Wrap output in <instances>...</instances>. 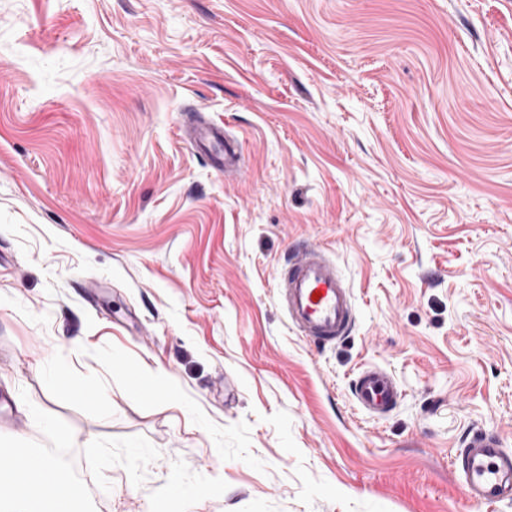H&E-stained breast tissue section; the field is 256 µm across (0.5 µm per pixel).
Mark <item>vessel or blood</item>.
<instances>
[{"label":"vessel or blood","instance_id":"vessel-or-blood-1","mask_svg":"<svg viewBox=\"0 0 512 512\" xmlns=\"http://www.w3.org/2000/svg\"><path fill=\"white\" fill-rule=\"evenodd\" d=\"M188 142L225 173L241 170L242 154L221 127L199 124ZM277 278L288 321L299 336L324 347L350 337L357 320L353 291L335 261L306 245L278 269ZM352 394L362 411L378 417L392 412L400 399L393 374L373 365L358 373ZM34 462V457L0 447L1 468L25 473ZM454 464L466 499L486 505L512 503V449L500 435L480 428L470 432Z\"/></svg>","mask_w":512,"mask_h":512}]
</instances>
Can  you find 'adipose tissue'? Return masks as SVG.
<instances>
[{"label":"adipose tissue","instance_id":"ef3b65f1","mask_svg":"<svg viewBox=\"0 0 512 512\" xmlns=\"http://www.w3.org/2000/svg\"><path fill=\"white\" fill-rule=\"evenodd\" d=\"M0 512H74L68 481H61L55 493H47L40 479L27 475L22 487L0 473Z\"/></svg>","mask_w":512,"mask_h":512}]
</instances>
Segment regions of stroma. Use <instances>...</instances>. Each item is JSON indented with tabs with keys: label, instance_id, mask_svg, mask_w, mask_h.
Here are the masks:
<instances>
[{
	"label": "stroma",
	"instance_id": "35a3bbf8",
	"mask_svg": "<svg viewBox=\"0 0 512 512\" xmlns=\"http://www.w3.org/2000/svg\"><path fill=\"white\" fill-rule=\"evenodd\" d=\"M300 241L354 294L325 349L278 301ZM43 417L86 512H512L450 466L512 446V0H0V444L48 452ZM188 143L207 155L213 164L224 170V176L237 173L242 168V154L230 138L224 136V129L210 123H201L189 134ZM352 394L362 411L378 417L392 412L401 396L393 374L373 365L358 373L353 381Z\"/></svg>",
	"mask_w": 512,
	"mask_h": 512
}]
</instances>
